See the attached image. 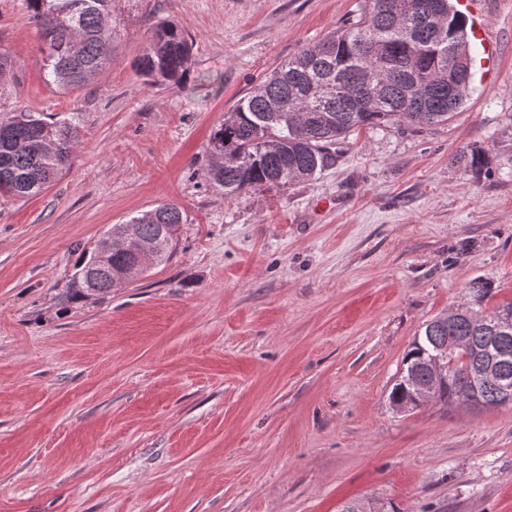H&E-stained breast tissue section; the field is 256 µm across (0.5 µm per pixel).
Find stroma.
I'll return each mask as SVG.
<instances>
[{
    "mask_svg": "<svg viewBox=\"0 0 512 512\" xmlns=\"http://www.w3.org/2000/svg\"><path fill=\"white\" fill-rule=\"evenodd\" d=\"M361 3L112 0L111 65L61 94L0 0V111L80 134L46 190L0 196V512H512V406L389 401L471 280L512 301V0H458L483 33L448 122L351 133L276 192L202 175L225 112ZM167 20L190 70L152 86L135 63ZM161 202L185 217L168 262L68 301L83 251Z\"/></svg>",
    "mask_w": 512,
    "mask_h": 512,
    "instance_id": "obj_1",
    "label": "stroma"
}]
</instances>
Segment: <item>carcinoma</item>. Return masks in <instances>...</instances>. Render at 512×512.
Returning a JSON list of instances; mask_svg holds the SVG:
<instances>
[{
  "mask_svg": "<svg viewBox=\"0 0 512 512\" xmlns=\"http://www.w3.org/2000/svg\"><path fill=\"white\" fill-rule=\"evenodd\" d=\"M364 0L361 12L320 42L302 48L261 78L224 113L210 139L206 182L232 200L249 191L286 188L308 180L329 167L336 142L362 128L387 124L409 127L441 124L466 100L472 56L467 18L448 6L446 16L432 23L407 11L389 10L384 3ZM28 20L42 34L44 80L63 92L86 85L112 63V0H25ZM191 37L177 24L156 26L137 67L151 84L180 80L188 71ZM456 71L463 92L448 103V71ZM380 87V95L357 110L347 95L362 85ZM78 128L65 121L48 122L34 112L19 111L0 118V193L25 197L39 193L69 164ZM183 210L159 203L122 224H114L112 252L94 249L83 254L64 289L70 301L108 293L117 283H131L148 268L138 250L157 240L165 243L154 264L168 260ZM480 324L462 313L451 322L435 319L403 359L400 379L389 400L399 405L411 399L406 377L410 371L426 379L421 356L450 336L464 340L449 377L437 385L434 398L448 404L478 394L480 405L495 407L494 383L474 389L472 373L479 351L497 335L495 311L485 309L491 286L469 283Z\"/></svg>",
  "mask_w": 512,
  "mask_h": 512,
  "instance_id": "carcinoma-1",
  "label": "carcinoma"
}]
</instances>
